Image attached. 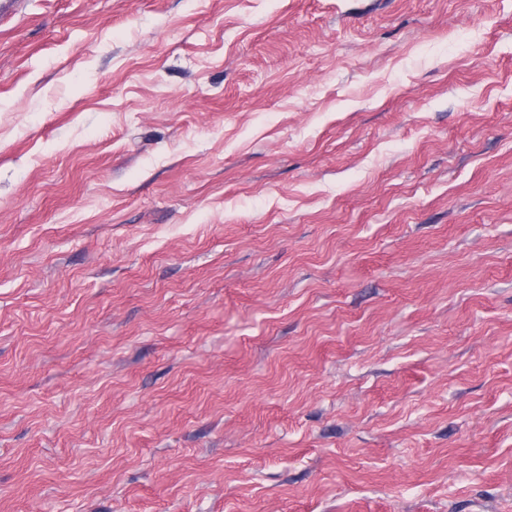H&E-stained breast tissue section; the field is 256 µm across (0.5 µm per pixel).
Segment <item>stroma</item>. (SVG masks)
Segmentation results:
<instances>
[{"label": "stroma", "mask_w": 512, "mask_h": 512, "mask_svg": "<svg viewBox=\"0 0 512 512\" xmlns=\"http://www.w3.org/2000/svg\"><path fill=\"white\" fill-rule=\"evenodd\" d=\"M0 512H512V0L0 18Z\"/></svg>", "instance_id": "1"}]
</instances>
